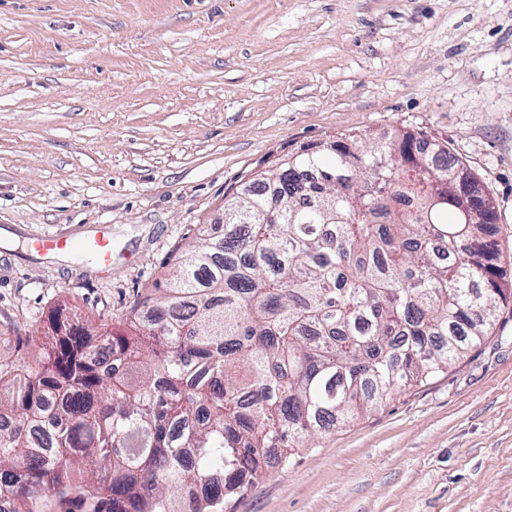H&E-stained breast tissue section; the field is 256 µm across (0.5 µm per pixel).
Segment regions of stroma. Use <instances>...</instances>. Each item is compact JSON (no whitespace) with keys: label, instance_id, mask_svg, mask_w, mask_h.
<instances>
[{"label":"stroma","instance_id":"1","mask_svg":"<svg viewBox=\"0 0 512 512\" xmlns=\"http://www.w3.org/2000/svg\"><path fill=\"white\" fill-rule=\"evenodd\" d=\"M396 128L471 168L512 256V0H0V358L61 304L121 323L279 157ZM102 232L108 269L37 248ZM227 512H512V305Z\"/></svg>","mask_w":512,"mask_h":512}]
</instances>
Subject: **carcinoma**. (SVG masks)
Instances as JSON below:
<instances>
[{
	"label": "carcinoma",
	"mask_w": 512,
	"mask_h": 512,
	"mask_svg": "<svg viewBox=\"0 0 512 512\" xmlns=\"http://www.w3.org/2000/svg\"><path fill=\"white\" fill-rule=\"evenodd\" d=\"M461 165L338 137L233 191L125 329L55 308L0 361V512H226L271 459L478 348L512 258Z\"/></svg>",
	"instance_id": "1"
}]
</instances>
